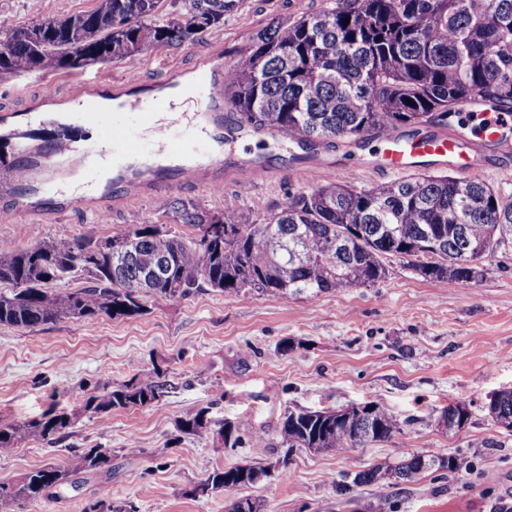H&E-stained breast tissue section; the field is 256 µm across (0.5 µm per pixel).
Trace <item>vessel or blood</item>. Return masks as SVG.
Returning <instances> with one entry per match:
<instances>
[{"instance_id": "b4317fda", "label": "vessel or blood", "mask_w": 512, "mask_h": 512, "mask_svg": "<svg viewBox=\"0 0 512 512\" xmlns=\"http://www.w3.org/2000/svg\"><path fill=\"white\" fill-rule=\"evenodd\" d=\"M202 90L206 97L193 114V127L205 148L187 152L176 135L183 114L177 101L186 93ZM37 110L70 108L96 123L102 138L90 149L80 150L65 140L20 141L11 182L0 185V193L13 196L11 206L0 216L15 219L26 215L60 220L72 206H82L93 215L110 213L117 200L116 187L162 201L171 181L224 187V162L213 150L225 134L224 62L214 59L189 77L172 71L144 93L135 73L115 80L69 78L64 87L48 85ZM512 128L511 112H496L480 131L483 139L499 140ZM160 141L159 149L149 144ZM456 159L459 168L470 166L460 142L449 137L385 136L382 169L398 175L409 170L413 160Z\"/></svg>"}]
</instances>
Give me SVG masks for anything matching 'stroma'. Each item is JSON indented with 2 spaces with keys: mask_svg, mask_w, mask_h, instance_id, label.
<instances>
[{
  "mask_svg": "<svg viewBox=\"0 0 512 512\" xmlns=\"http://www.w3.org/2000/svg\"><path fill=\"white\" fill-rule=\"evenodd\" d=\"M94 5L95 0H0V31ZM331 5V0H242L223 26L194 43L90 65L84 72L120 78L132 71L152 84L165 71L191 70L217 53L229 68L245 59L263 29ZM66 78L50 70L0 77V113L29 109L47 84ZM447 133L463 141L473 177L512 200V151L478 143L467 129L451 127ZM378 146L373 140L359 149L336 139L303 149L247 133L225 141L224 153L261 158L263 178L245 186L239 171L228 167L223 191L177 184L168 198L200 203L214 213L232 198L248 223L264 224L289 195L311 189L301 173L307 165L323 166L330 180L359 187L386 181L377 166ZM133 224L185 230L174 213L158 212L153 200L142 197L114 205L102 222L78 207L62 224L22 215L14 223L0 222V242L31 247L62 231L102 238ZM484 263L483 280L452 288L423 280L393 257L377 283L315 298L241 299L198 288L183 298L147 299L146 313L133 319L0 325V427L41 418L53 407L71 418L55 442L30 438L0 455V481L46 464L70 468L75 449L105 448L109 463L102 472L78 473L77 487L25 504L20 512H84L103 499L133 502L138 512H225L234 495L260 500L263 512H368L380 497L390 500L394 512H512V435L498 428L488 410L491 394L512 390V251L488 255ZM284 341L291 346L285 354L278 350ZM154 368L167 385L154 404L116 409L104 418L85 411L89 395ZM368 402L401 423L386 443L320 453L289 452L280 443L287 410ZM451 402L469 412L458 432L439 424ZM203 408L214 423L240 421L262 431L264 447L231 451L215 435L180 432V421ZM488 438L494 447H484ZM411 452L452 456L459 466L412 483L359 485L346 494L336 486L344 474ZM275 461L280 467L267 480L234 495L189 494L209 469Z\"/></svg>",
  "mask_w": 512,
  "mask_h": 512,
  "instance_id": "obj_1",
  "label": "stroma"
}]
</instances>
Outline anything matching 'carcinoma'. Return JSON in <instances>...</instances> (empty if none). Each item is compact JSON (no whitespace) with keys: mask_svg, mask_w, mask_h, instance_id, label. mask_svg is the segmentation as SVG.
<instances>
[{"mask_svg":"<svg viewBox=\"0 0 512 512\" xmlns=\"http://www.w3.org/2000/svg\"><path fill=\"white\" fill-rule=\"evenodd\" d=\"M240 0H96L89 11L15 28L0 45V74L70 73L97 63L123 61L163 47H179L224 23ZM412 104H407L406 100ZM224 101L255 129L277 130L305 144L344 138L357 146L382 129L446 126L460 105L512 112V0H334L318 13L263 30L246 58L224 71ZM158 209L178 214L189 236L165 224H133L112 235L119 258L92 246L94 237L63 231L32 248L0 247V325L34 328L64 319L93 323L103 317L145 314L143 297L174 299L204 286L220 293L269 298L288 293L318 297L371 285L386 275L395 256L425 281L450 288L477 283L488 273L485 258L512 250V202L486 182L451 175L413 174L359 188L327 181L296 193L266 224H248L237 205L217 216L201 204L164 200ZM224 224V237L206 241L200 228ZM167 259L166 271L144 280V264ZM80 280L83 287L54 285ZM159 371L91 395L85 409L107 416L114 408H144L161 395ZM448 421L467 424L460 404L443 409ZM496 424L512 433V390L490 405ZM70 426L53 410L42 419L0 428V454L27 438L53 442ZM400 430L396 416L372 403L323 411L290 410L281 421L289 449L332 451L380 444ZM180 431L211 432L204 409L182 421ZM226 448L264 447L263 433L224 421ZM73 468L52 464L0 481V512L38 502L75 484L78 471L99 472L108 450L75 454ZM455 459L412 452L355 474L352 484L414 482L430 470L453 471ZM253 485L264 468H216L190 495L209 497Z\"/></svg>","mask_w":512,"mask_h":512,"instance_id":"obj_1","label":"carcinoma"}]
</instances>
